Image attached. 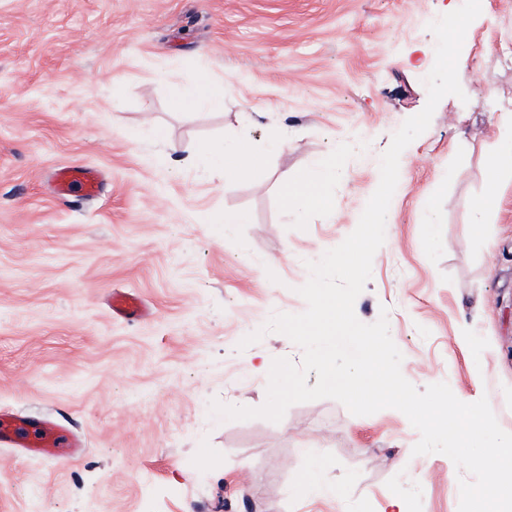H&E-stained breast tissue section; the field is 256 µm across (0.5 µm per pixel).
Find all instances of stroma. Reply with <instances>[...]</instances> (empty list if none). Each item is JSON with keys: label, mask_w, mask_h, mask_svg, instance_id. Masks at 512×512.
Listing matches in <instances>:
<instances>
[{"label": "stroma", "mask_w": 512, "mask_h": 512, "mask_svg": "<svg viewBox=\"0 0 512 512\" xmlns=\"http://www.w3.org/2000/svg\"><path fill=\"white\" fill-rule=\"evenodd\" d=\"M462 0H0V411L67 430L54 461L0 447V512H458L456 467L413 455L400 411L258 407L261 360L300 362L271 332L299 314L307 264L351 234L377 163L428 98L431 22ZM468 27L463 97L438 104L402 153L385 242L354 310H389L401 372L487 397L512 429V184L487 224L463 222L487 191L500 113L512 112V0ZM219 110H179L200 75ZM163 138H155V130ZM233 135L244 178L218 179L198 147ZM342 154L335 217L285 208L284 182ZM97 169L95 197L55 190L67 164ZM226 210L248 215L223 227ZM136 294L146 319L116 316ZM477 333L459 342L463 325ZM316 449L336 499L296 489Z\"/></svg>", "instance_id": "stroma-1"}]
</instances>
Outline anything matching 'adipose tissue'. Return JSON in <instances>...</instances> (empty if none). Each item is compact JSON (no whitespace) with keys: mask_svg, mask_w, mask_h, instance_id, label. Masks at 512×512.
Segmentation results:
<instances>
[{"mask_svg":"<svg viewBox=\"0 0 512 512\" xmlns=\"http://www.w3.org/2000/svg\"><path fill=\"white\" fill-rule=\"evenodd\" d=\"M496 148L488 168L492 186L512 183V113L505 112L499 118L495 131ZM339 170L337 159L331 158L308 169L298 180L285 183L282 188L284 205L299 211L319 209L335 213L336 202L331 197L329 184Z\"/></svg>","mask_w":512,"mask_h":512,"instance_id":"obj_1","label":"adipose tissue"}]
</instances>
